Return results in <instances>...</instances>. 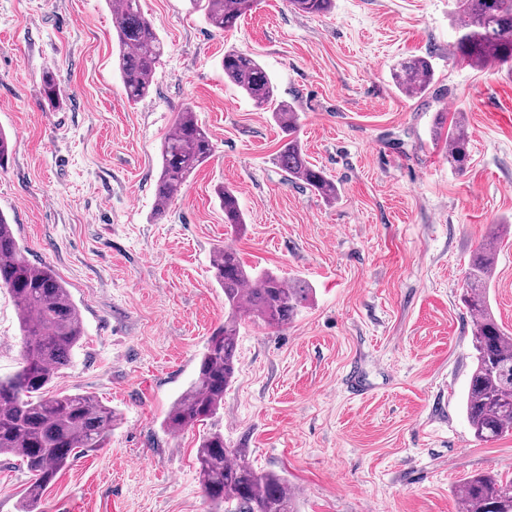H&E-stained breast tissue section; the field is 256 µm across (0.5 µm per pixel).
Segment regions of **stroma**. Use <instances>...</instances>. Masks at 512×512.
Listing matches in <instances>:
<instances>
[{
	"instance_id": "35a3bbf8",
	"label": "stroma",
	"mask_w": 512,
	"mask_h": 512,
	"mask_svg": "<svg viewBox=\"0 0 512 512\" xmlns=\"http://www.w3.org/2000/svg\"><path fill=\"white\" fill-rule=\"evenodd\" d=\"M140 5L165 53L149 97L132 103L106 0H0V129L13 141L0 212L82 316L53 391L92 394L118 415L105 447L82 450L47 487L40 512H212L196 464L212 428L254 468L286 476L299 512H456L463 478H512V434L478 441L465 418L471 318L460 301L471 252L512 219V73L457 62L459 0H335L323 16L257 0L224 32L189 0ZM232 47L254 53L295 106L336 202L285 177L271 109L224 80ZM413 56L435 71L421 96L393 79ZM48 70L55 105L42 94ZM188 104L215 151L159 219L161 143ZM458 112L471 155L461 172L433 137ZM221 186L236 192L242 232L224 222ZM226 244L313 296L283 327L242 321L220 415L171 434L165 414L224 322L211 258ZM490 297L512 329V234ZM19 345L0 288V378L16 371ZM29 482L0 456V512H20Z\"/></svg>"
}]
</instances>
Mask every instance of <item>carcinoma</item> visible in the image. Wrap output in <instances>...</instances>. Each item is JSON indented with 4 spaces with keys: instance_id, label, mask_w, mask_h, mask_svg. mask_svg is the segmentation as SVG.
<instances>
[{
    "instance_id": "obj_1",
    "label": "carcinoma",
    "mask_w": 512,
    "mask_h": 512,
    "mask_svg": "<svg viewBox=\"0 0 512 512\" xmlns=\"http://www.w3.org/2000/svg\"><path fill=\"white\" fill-rule=\"evenodd\" d=\"M256 0H191L203 8L218 31L233 28L252 11ZM298 13L324 15L334 0H288ZM118 47L115 64L127 98L145 99L151 89L164 45L140 0H108ZM457 52L472 67L490 64L512 72V0H461L453 16ZM224 79L240 88L257 107L274 105L282 132L277 163L288 178L303 183L323 199L336 200V182L307 159L296 136L300 116L295 107L276 101V87L255 56L239 49L224 52ZM396 87L407 95L422 94L434 80L431 61L415 56L395 68ZM44 97L54 102L59 86L53 73L42 77ZM448 163L463 170L469 158L464 119L451 118L446 133ZM214 152L212 138L193 106L177 112L160 148L161 169L155 185L157 215H163L181 194L189 176ZM217 197L224 223L239 230L245 224L235 191L220 187ZM500 235L489 234L468 262L462 301L472 318L473 370L464 411L474 436L495 441L512 432V332L502 327L489 301ZM214 279L224 292V325L213 331L198 357L196 378L172 403L163 425L171 434L211 420L224 408V392L237 371L239 326L244 318L270 327L292 321L311 298L301 280L285 281L272 271L254 274L237 251L226 245L213 255ZM0 288L10 292L17 308L22 341L20 365L0 378V455L17 458L30 474L26 508L34 512L46 488L75 457L79 448H101L112 434L117 414L90 394L52 393L57 375L71 362L83 336L79 308L68 288L46 264H33L21 251L13 229L0 213ZM199 482L214 509L224 512H298L297 493L275 472H259L246 451L232 448L219 431L203 436L197 448ZM457 512H512V480L489 473L463 479Z\"/></svg>"
}]
</instances>
